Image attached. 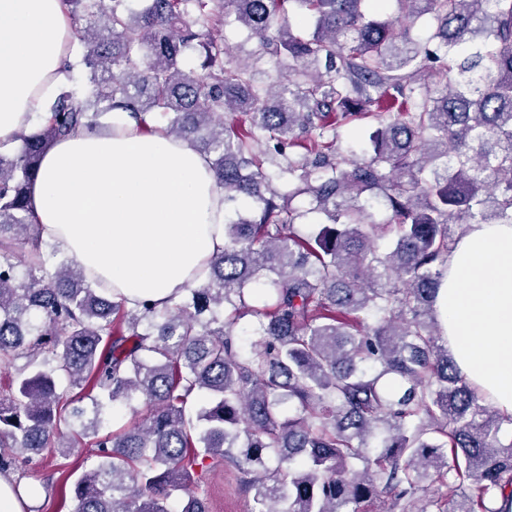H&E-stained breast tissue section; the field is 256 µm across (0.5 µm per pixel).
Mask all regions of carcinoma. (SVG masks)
Here are the masks:
<instances>
[{
    "label": "carcinoma",
    "mask_w": 512,
    "mask_h": 512,
    "mask_svg": "<svg viewBox=\"0 0 512 512\" xmlns=\"http://www.w3.org/2000/svg\"><path fill=\"white\" fill-rule=\"evenodd\" d=\"M88 81L63 83L40 124L0 153V471L46 450L97 449L75 512H209L190 489L232 464L252 512H366L385 493L428 512H493L512 495L508 417L458 372L435 301L452 228L512 224V0H62ZM313 31H292L289 8ZM199 11L206 31L187 18ZM430 15L428 40L412 35ZM233 18L277 64V84L224 66L212 33ZM199 41L204 73L181 67ZM242 112L248 126L224 121ZM117 113L210 158L224 250L165 305L126 306L40 238L29 201L46 150ZM370 118L372 151L336 155V124ZM282 157V193L263 158ZM382 200L393 223L375 224ZM323 216L307 235L295 221ZM392 245L379 249L385 232ZM143 399L144 410L132 405ZM122 405L137 425L104 433Z\"/></svg>",
    "instance_id": "obj_1"
}]
</instances>
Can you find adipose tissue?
Listing matches in <instances>:
<instances>
[{
  "instance_id": "1",
  "label": "adipose tissue",
  "mask_w": 512,
  "mask_h": 512,
  "mask_svg": "<svg viewBox=\"0 0 512 512\" xmlns=\"http://www.w3.org/2000/svg\"><path fill=\"white\" fill-rule=\"evenodd\" d=\"M72 28L61 0H0V144L48 107ZM30 204L43 243L128 306L200 284L224 248V193L189 141L127 120L55 142ZM448 354L468 384L512 415V224H472L436 300Z\"/></svg>"
}]
</instances>
